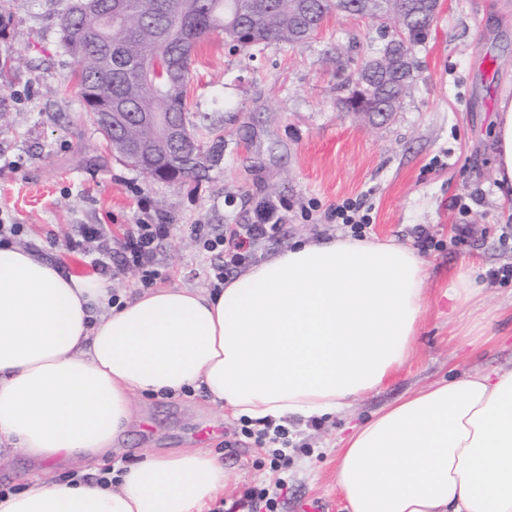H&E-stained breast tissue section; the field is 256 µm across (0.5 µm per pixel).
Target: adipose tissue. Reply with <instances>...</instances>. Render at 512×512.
Instances as JSON below:
<instances>
[{
	"instance_id": "obj_1",
	"label": "adipose tissue",
	"mask_w": 512,
	"mask_h": 512,
	"mask_svg": "<svg viewBox=\"0 0 512 512\" xmlns=\"http://www.w3.org/2000/svg\"><path fill=\"white\" fill-rule=\"evenodd\" d=\"M495 176L512 187V101L492 118ZM428 272L392 240L301 241L214 293L156 288L115 307L112 283L0 244V453L40 469L0 512H205L220 454H146L116 486L55 481L100 466L138 396L203 389L260 424L345 412L414 353ZM347 512H512V369L473 371L403 397L343 441Z\"/></svg>"
}]
</instances>
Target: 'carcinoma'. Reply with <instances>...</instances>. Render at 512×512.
Here are the masks:
<instances>
[{"instance_id":"1","label":"carcinoma","mask_w":512,"mask_h":512,"mask_svg":"<svg viewBox=\"0 0 512 512\" xmlns=\"http://www.w3.org/2000/svg\"><path fill=\"white\" fill-rule=\"evenodd\" d=\"M23 0H0V40L9 38L16 7ZM69 0L59 16L63 51L77 67L79 94L84 111L112 145V124L100 120L99 112L121 98L126 111L134 116L122 121L119 144H134L156 139L153 126L143 120L151 114H179L190 149L185 154L187 178L208 169L204 160L222 156L224 136L211 131L199 138L188 125L186 96L190 80L191 56L196 46L214 33L235 50L249 51L271 43L291 46L306 44L323 26L332 12L361 15L378 24L381 47L367 53L356 64L353 74L340 78L338 89L350 97L357 84L367 78L374 95L368 102L377 112H396L416 78L419 64L415 50L422 45L435 18L432 0H305L306 12L296 13L298 0ZM127 5L138 22L127 30L113 21L114 7ZM417 16L404 28L388 32L387 21L403 10ZM382 51L405 57L399 73L387 78L375 70L366 73L371 61ZM129 57L134 66L124 72L105 63V56ZM176 58L175 76L163 73L158 61Z\"/></svg>"}]
</instances>
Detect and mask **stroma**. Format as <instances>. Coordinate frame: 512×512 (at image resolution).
Instances as JSON below:
<instances>
[{"label":"stroma","mask_w":512,"mask_h":512,"mask_svg":"<svg viewBox=\"0 0 512 512\" xmlns=\"http://www.w3.org/2000/svg\"><path fill=\"white\" fill-rule=\"evenodd\" d=\"M67 0H24L8 39L15 81L12 110L0 125V221L21 227L19 243L62 272L92 274L91 256L72 249L80 225H107L121 238L127 225L169 227L157 246V287L206 291L218 256L203 250L199 225L249 224L260 203L285 215L277 240L256 259L296 240L339 237L330 211L363 202L369 238L415 246L419 230L438 240L423 251L427 312L410 361L344 416L290 422L288 486L277 512H303L324 500L346 512L335 484L341 441L361 423L435 381L477 369L512 368V279H491L512 266V197L499 193L491 122L501 99L512 100V0H441L422 66L400 111L372 125L341 107L337 73L378 47L375 26L329 15L305 45L269 44L230 52L214 34L196 50L187 90V119L199 136H224L221 162L182 183L147 180L110 152L83 110L74 63L61 47L58 17ZM470 233L459 238L460 225ZM481 290L456 310L445 293L470 262ZM477 323L493 343L468 345L461 326ZM137 416L116 458L205 447L222 452L228 480L216 512L254 486L275 481L269 449L224 436L239 419L212 405L204 391L140 397Z\"/></svg>","instance_id":"stroma-1"}]
</instances>
